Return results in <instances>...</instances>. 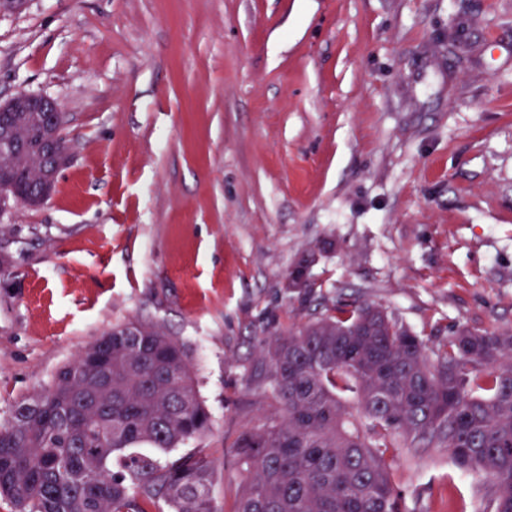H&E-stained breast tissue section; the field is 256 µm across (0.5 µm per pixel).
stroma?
I'll return each instance as SVG.
<instances>
[{
    "mask_svg": "<svg viewBox=\"0 0 512 512\" xmlns=\"http://www.w3.org/2000/svg\"><path fill=\"white\" fill-rule=\"evenodd\" d=\"M21 93L56 100L70 160L0 202V425L113 325L161 326L232 512L257 336L339 299L512 330V0H26L0 13V105ZM395 483L405 512H491L443 449Z\"/></svg>",
    "mask_w": 512,
    "mask_h": 512,
    "instance_id": "35a3bbf8",
    "label": "stroma"
}]
</instances>
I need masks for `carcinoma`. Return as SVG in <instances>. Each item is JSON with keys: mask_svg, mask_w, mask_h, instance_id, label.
Returning a JSON list of instances; mask_svg holds the SVG:
<instances>
[{"mask_svg": "<svg viewBox=\"0 0 512 512\" xmlns=\"http://www.w3.org/2000/svg\"><path fill=\"white\" fill-rule=\"evenodd\" d=\"M68 150L44 112H0V186L41 204L40 144ZM254 379L274 403L230 443L233 512H404L393 471L448 450L512 512V331L459 327L428 345L373 304L344 301L258 338ZM212 429L183 342L116 325L18 401L0 426V497L13 512H224Z\"/></svg>", "mask_w": 512, "mask_h": 512, "instance_id": "carcinoma-1", "label": "carcinoma"}]
</instances>
